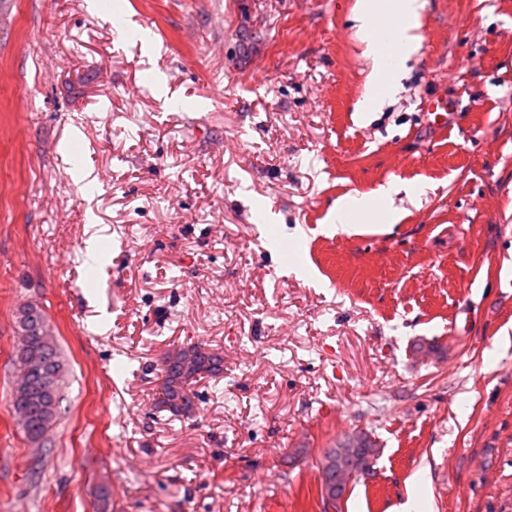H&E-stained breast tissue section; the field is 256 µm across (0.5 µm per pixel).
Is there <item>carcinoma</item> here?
<instances>
[{
	"mask_svg": "<svg viewBox=\"0 0 512 512\" xmlns=\"http://www.w3.org/2000/svg\"><path fill=\"white\" fill-rule=\"evenodd\" d=\"M18 327L22 336V348L18 350L15 362H20L26 356L41 358L47 349L54 358L51 364L41 363L35 366L36 372L33 374L37 383L44 379L50 381L52 394L26 402L30 420L23 425V430L29 441L42 447L50 440V433L61 415V387L66 375V364L57 340L53 338L49 344L44 342V337L51 335V331L40 309L34 306L23 309L18 319ZM223 365L224 358L202 344L180 348L163 363L162 382L156 393L158 408L183 413L194 411L195 400L198 399L194 385L200 379L222 372ZM376 453L377 444L365 431L355 432L336 443V447L325 449L318 463L321 476L320 498L323 505L337 512L347 493L346 488L341 487L335 492L333 501L329 502L326 498V481H336L339 464L351 467L354 472L352 480L356 481L373 473Z\"/></svg>",
	"mask_w": 512,
	"mask_h": 512,
	"instance_id": "cac0c4a2",
	"label": "carcinoma"
}]
</instances>
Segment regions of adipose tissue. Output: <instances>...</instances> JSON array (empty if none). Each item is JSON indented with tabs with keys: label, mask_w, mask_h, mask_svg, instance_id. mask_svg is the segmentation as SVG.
Returning <instances> with one entry per match:
<instances>
[{
	"label": "adipose tissue",
	"mask_w": 512,
	"mask_h": 512,
	"mask_svg": "<svg viewBox=\"0 0 512 512\" xmlns=\"http://www.w3.org/2000/svg\"><path fill=\"white\" fill-rule=\"evenodd\" d=\"M426 0H395L394 5H387L385 0H357L353 19L357 32L365 45L364 54L372 63L371 76L366 84L358 111L371 112L380 106L385 97L395 94L396 85L380 88L378 77L388 67V57L382 50L375 32L380 24L385 23L391 14H398L406 21L405 27L399 28L393 50L402 58H409L419 47L421 37L417 32L419 18L425 8Z\"/></svg>",
	"instance_id": "obj_1"
}]
</instances>
